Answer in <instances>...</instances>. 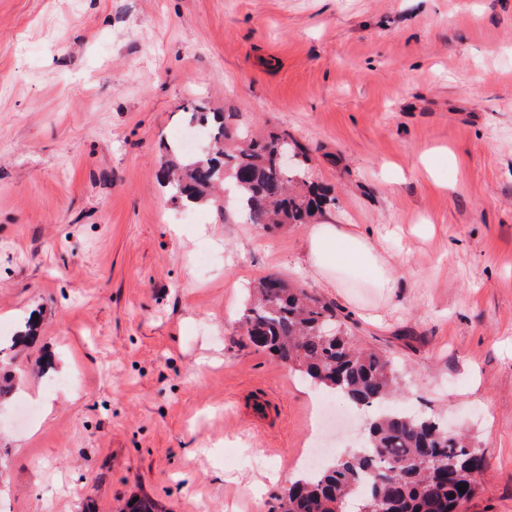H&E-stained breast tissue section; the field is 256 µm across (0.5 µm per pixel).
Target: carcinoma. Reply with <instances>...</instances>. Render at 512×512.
<instances>
[{"label":"carcinoma","mask_w":512,"mask_h":512,"mask_svg":"<svg viewBox=\"0 0 512 512\" xmlns=\"http://www.w3.org/2000/svg\"><path fill=\"white\" fill-rule=\"evenodd\" d=\"M191 120L206 130L209 145L191 153L176 148L159 170L175 199L206 200L222 187L247 223L264 228L308 224L335 204L330 187L307 178V151L288 133L257 138L223 112H195ZM287 147L295 160L286 169L280 155ZM239 327L254 348L369 412L363 446L292 482L277 512H461L474 498L487 471L484 450L462 432L448 434L432 415L382 409L400 393L392 361L358 344L333 302L268 275L247 288ZM126 512L160 509L141 496Z\"/></svg>","instance_id":"cac0c4a2"}]
</instances>
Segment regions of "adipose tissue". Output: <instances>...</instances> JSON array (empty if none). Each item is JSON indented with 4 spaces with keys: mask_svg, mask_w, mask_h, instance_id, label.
Listing matches in <instances>:
<instances>
[{
    "mask_svg": "<svg viewBox=\"0 0 512 512\" xmlns=\"http://www.w3.org/2000/svg\"><path fill=\"white\" fill-rule=\"evenodd\" d=\"M307 257L315 274L330 288L342 285V277L361 272L371 287L389 294L397 280L381 249L369 235L350 224L336 223L327 217L312 225L307 237Z\"/></svg>",
    "mask_w": 512,
    "mask_h": 512,
    "instance_id": "adipose-tissue-1",
    "label": "adipose tissue"
}]
</instances>
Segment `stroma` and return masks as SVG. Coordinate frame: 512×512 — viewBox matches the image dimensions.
<instances>
[{
	"label": "stroma",
	"instance_id": "35a3bbf8",
	"mask_svg": "<svg viewBox=\"0 0 512 512\" xmlns=\"http://www.w3.org/2000/svg\"><path fill=\"white\" fill-rule=\"evenodd\" d=\"M199 109L304 146L394 294L323 287L309 225L174 200ZM269 274L469 431L467 512H512V0H0V512H276L314 434L358 446L363 415L240 336Z\"/></svg>",
	"mask_w": 512,
	"mask_h": 512
}]
</instances>
